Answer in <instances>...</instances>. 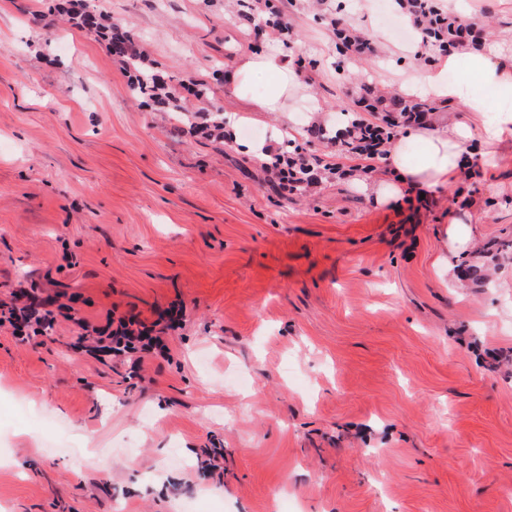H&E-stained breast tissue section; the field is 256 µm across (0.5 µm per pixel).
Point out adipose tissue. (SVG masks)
<instances>
[{
	"mask_svg": "<svg viewBox=\"0 0 512 512\" xmlns=\"http://www.w3.org/2000/svg\"><path fill=\"white\" fill-rule=\"evenodd\" d=\"M476 60L477 71L486 85L512 95V54L495 47L477 55ZM266 73L275 76L272 91L267 98L255 101L254 111H286L289 68L287 60L277 55L259 54L241 61L235 72L237 91L245 92L249 81ZM418 86L438 100L464 104L466 112L463 120L440 128L409 130L408 139L420 141L424 146L422 157L413 161L398 149L386 160L389 170L398 174L402 185L426 194L457 180L464 164L462 146L472 134H480L490 149L512 148V109L499 111L494 121H485L481 102L467 97L462 83L449 82L448 69L444 66L425 72Z\"/></svg>",
	"mask_w": 512,
	"mask_h": 512,
	"instance_id": "adipose-tissue-1",
	"label": "adipose tissue"
}]
</instances>
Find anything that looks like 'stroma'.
Masks as SVG:
<instances>
[{
  "instance_id": "35a3bbf8",
  "label": "stroma",
  "mask_w": 512,
  "mask_h": 512,
  "mask_svg": "<svg viewBox=\"0 0 512 512\" xmlns=\"http://www.w3.org/2000/svg\"><path fill=\"white\" fill-rule=\"evenodd\" d=\"M58 2L0 0V512H512V259L481 254L512 242V151L472 138L469 177L378 203L383 158L315 143L340 174L278 196L241 149L356 111L361 78L409 95L421 40L392 39L377 0H284L286 44L234 20L236 0H90L180 103L207 111L191 88L210 86L237 120L214 140L135 98ZM462 13L489 23L483 48L512 33V0ZM339 16L376 36L341 74ZM259 51L318 65L287 111L244 121L227 77ZM455 74L487 118L512 107L471 54ZM25 293L51 300L48 332L9 322ZM177 305L141 368L94 354L109 320ZM475 224H472V218L469 220H455L448 226V239L450 240V250L457 251L465 246L474 233Z\"/></svg>"
}]
</instances>
